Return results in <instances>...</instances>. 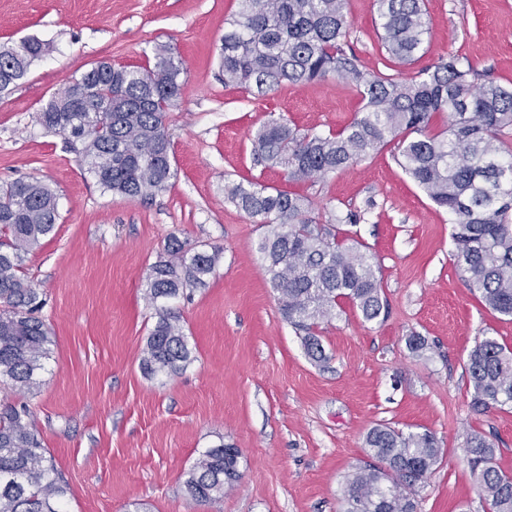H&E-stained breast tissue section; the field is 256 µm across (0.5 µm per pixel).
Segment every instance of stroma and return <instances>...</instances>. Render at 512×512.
<instances>
[{
  "mask_svg": "<svg viewBox=\"0 0 512 512\" xmlns=\"http://www.w3.org/2000/svg\"><path fill=\"white\" fill-rule=\"evenodd\" d=\"M425 8L426 51L400 74L453 53L512 83V0H425ZM238 10V0H0V43L52 45L0 94V185L41 180L60 213L55 236L24 263L53 338L43 383L25 394L2 387L0 404L33 410L69 485V512H341L345 478L367 462L366 434L380 423L431 431L439 443L417 512H487L465 442L486 435L496 467L512 474V408L473 410L465 360L487 336L512 347V321L469 291L447 211L404 173L393 146L311 182L254 163L252 134L269 119L332 133L363 103L335 77L263 96L225 85L220 38ZM347 10L359 64L381 69L375 0H348ZM160 46L184 63V93L166 117L174 176L167 190L115 196L35 114L92 63L143 65ZM247 181L304 196L329 219L364 215L345 231L378 266L387 312L367 322L350 303L336 307L317 328L324 364L308 359L280 314L260 253L265 227L224 195L225 184ZM172 236L221 257L206 287L171 303L194 361L150 378L140 369L155 322L145 276ZM414 332L428 341L419 355L406 347ZM222 442L241 450L243 477L220 501L193 503L183 473Z\"/></svg>",
  "mask_w": 512,
  "mask_h": 512,
  "instance_id": "1",
  "label": "stroma"
}]
</instances>
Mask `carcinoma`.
<instances>
[{"mask_svg":"<svg viewBox=\"0 0 512 512\" xmlns=\"http://www.w3.org/2000/svg\"><path fill=\"white\" fill-rule=\"evenodd\" d=\"M237 17L221 38L224 84L263 93L284 83L307 84L330 76L346 80L362 102L341 130H299L282 118L255 132L258 161L290 181L323 179L371 152L396 143L405 173L453 224L456 266L469 290L488 309L512 320V85L472 82L478 73L455 54L409 78L363 70L346 39L347 0H239ZM382 50L397 64L425 50L429 19L423 0H376ZM49 44L26 38L0 46V92L22 79ZM182 61L156 50L144 66L98 61L37 112L47 131L80 144L88 170L106 191L126 198L167 189L174 176L166 112L181 97ZM448 126L429 131L437 113ZM226 198L267 228L260 250L282 318L304 333L309 359H327L319 321L342 300L363 320L386 308L381 277L357 241L338 238L308 199L250 182L224 187ZM58 202L53 189L33 178L0 186V385L20 392L40 387L53 340L39 316L44 300L28 279L24 256L54 235ZM219 251L195 252L176 236L146 276L156 321L142 350L148 376L176 374L194 361L180 316L169 302L206 286ZM477 412L512 407V349L493 336L478 341L465 364ZM374 463L346 478L344 512H416L417 487L437 464L434 434L404 433L377 425L366 435ZM473 481L488 512H512V475L494 466L496 449L480 432L466 440ZM242 455L207 448L183 473L187 497L212 503L242 478ZM68 484L42 446L31 409L0 408V512H67Z\"/></svg>","mask_w":512,"mask_h":512,"instance_id":"carcinoma-1","label":"carcinoma"}]
</instances>
